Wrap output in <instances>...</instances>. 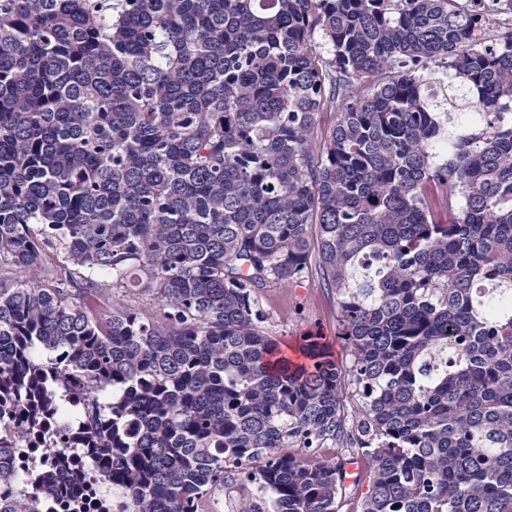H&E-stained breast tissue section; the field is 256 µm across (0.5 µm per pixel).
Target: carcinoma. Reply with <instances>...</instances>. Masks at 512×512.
Here are the masks:
<instances>
[{
	"label": "carcinoma",
	"instance_id": "obj_1",
	"mask_svg": "<svg viewBox=\"0 0 512 512\" xmlns=\"http://www.w3.org/2000/svg\"><path fill=\"white\" fill-rule=\"evenodd\" d=\"M477 2L0 0V512H82L68 458L11 466L70 383L126 512L230 470L236 512H339L345 450L361 512H512V26ZM55 254L154 313L73 306ZM313 255L344 367L263 326Z\"/></svg>",
	"mask_w": 512,
	"mask_h": 512
}]
</instances>
